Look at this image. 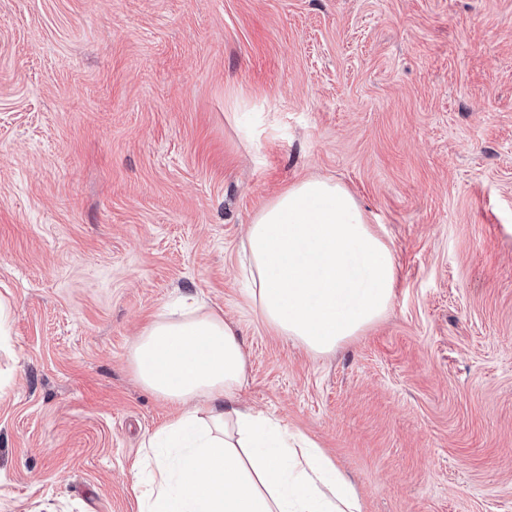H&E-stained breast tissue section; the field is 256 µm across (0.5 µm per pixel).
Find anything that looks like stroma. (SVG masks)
I'll use <instances>...</instances> for the list:
<instances>
[{
	"mask_svg": "<svg viewBox=\"0 0 512 512\" xmlns=\"http://www.w3.org/2000/svg\"><path fill=\"white\" fill-rule=\"evenodd\" d=\"M310 176L398 270L324 355L240 267ZM179 293L235 323L241 402L365 512H512V0H0V512H139L175 408L130 354Z\"/></svg>",
	"mask_w": 512,
	"mask_h": 512,
	"instance_id": "obj_1",
	"label": "stroma"
}]
</instances>
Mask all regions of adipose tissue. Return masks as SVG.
<instances>
[{
  "label": "adipose tissue",
  "instance_id": "ef3b65f1",
  "mask_svg": "<svg viewBox=\"0 0 512 512\" xmlns=\"http://www.w3.org/2000/svg\"><path fill=\"white\" fill-rule=\"evenodd\" d=\"M258 316L323 354L377 322L397 280L392 250L341 185L308 178L254 218L243 244ZM131 365L178 413L142 445L141 512H364L313 440L241 403L246 358L236 327L198 300L157 314Z\"/></svg>",
  "mask_w": 512,
  "mask_h": 512
}]
</instances>
